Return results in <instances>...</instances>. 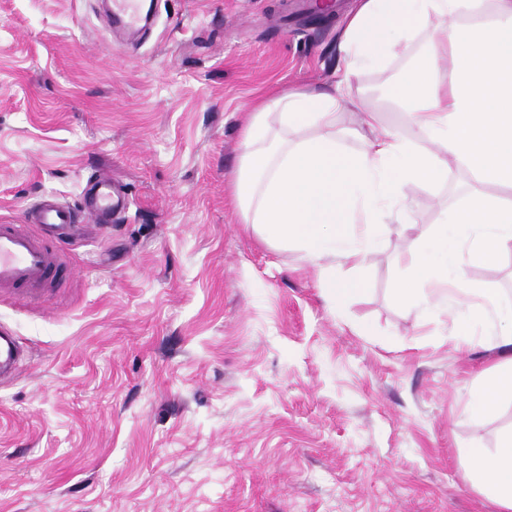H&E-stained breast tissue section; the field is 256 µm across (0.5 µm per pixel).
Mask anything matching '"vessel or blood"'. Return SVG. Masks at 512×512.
<instances>
[{
  "mask_svg": "<svg viewBox=\"0 0 512 512\" xmlns=\"http://www.w3.org/2000/svg\"><path fill=\"white\" fill-rule=\"evenodd\" d=\"M111 17L122 27H138L142 20L139 0H112ZM128 204L124 186L102 175L86 183L80 211L46 200L37 209L33 223L0 224V291L19 296L52 292L69 276L61 251L84 230L78 213L107 224ZM20 357L17 338L0 328V379L15 371Z\"/></svg>",
  "mask_w": 512,
  "mask_h": 512,
  "instance_id": "b4317fda",
  "label": "vessel or blood"
}]
</instances>
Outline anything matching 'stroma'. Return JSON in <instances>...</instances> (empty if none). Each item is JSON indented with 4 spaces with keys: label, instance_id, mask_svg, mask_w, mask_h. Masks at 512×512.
Segmentation results:
<instances>
[{
    "label": "stroma",
    "instance_id": "obj_1",
    "mask_svg": "<svg viewBox=\"0 0 512 512\" xmlns=\"http://www.w3.org/2000/svg\"><path fill=\"white\" fill-rule=\"evenodd\" d=\"M152 5L137 32L102 0H0V222L78 206L100 172L131 199L64 255L66 288L0 293L25 349L0 385V512H495L458 456L512 427L507 402L465 415L505 355L498 318L464 346L393 295L397 255L466 206L473 176L407 188L411 230L390 225L358 271L334 265L361 286L340 312L231 202L253 105L333 87L358 0ZM414 64L355 83L383 127L406 125L394 90ZM466 277L512 307V252Z\"/></svg>",
    "mask_w": 512,
    "mask_h": 512
}]
</instances>
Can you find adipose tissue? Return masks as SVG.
Masks as SVG:
<instances>
[{
	"label": "adipose tissue",
	"instance_id": "adipose-tissue-1",
	"mask_svg": "<svg viewBox=\"0 0 512 512\" xmlns=\"http://www.w3.org/2000/svg\"><path fill=\"white\" fill-rule=\"evenodd\" d=\"M420 35L425 51L396 94L409 132L376 130L359 151L346 152L336 113L361 66L410 56ZM339 50L344 72L333 89L284 91L252 112L233 180L241 219L272 246L300 251L340 309L359 284L337 285L329 263L359 269L382 248L383 226L403 219L387 201L403 198L409 184L439 180L456 164L479 185L452 228H440L429 247L413 253L394 295L406 310L444 313L457 336L470 338L472 315L449 305L448 282L463 280L464 265L512 251V206L480 189L512 186V0H359ZM505 400L512 401V356L470 391L466 411L480 420ZM458 465L498 512H512V430L495 447L463 449Z\"/></svg>",
	"mask_w": 512,
	"mask_h": 512
}]
</instances>
